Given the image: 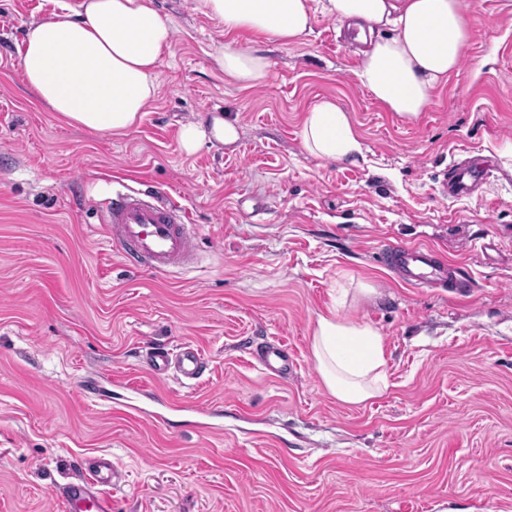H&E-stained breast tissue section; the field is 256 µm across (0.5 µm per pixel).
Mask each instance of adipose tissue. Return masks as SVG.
<instances>
[{"instance_id":"ef3b65f1","label":"adipose tissue","mask_w":512,"mask_h":512,"mask_svg":"<svg viewBox=\"0 0 512 512\" xmlns=\"http://www.w3.org/2000/svg\"><path fill=\"white\" fill-rule=\"evenodd\" d=\"M224 27L212 57L226 81L266 85L270 62L248 33L289 44L311 31L315 12L336 19L368 49L355 75L387 111L416 119L435 89L458 69L469 41L467 0H195ZM59 11L32 23L19 49L25 85L59 119L109 135L137 127L155 100L170 23L153 0H60ZM235 120L185 125L182 148L197 152L215 139L234 144ZM305 150L332 161H357L364 151L354 125L333 99L316 102L301 129ZM310 350L321 380L337 400L357 405L390 388L380 333L329 312L319 316Z\"/></svg>"}]
</instances>
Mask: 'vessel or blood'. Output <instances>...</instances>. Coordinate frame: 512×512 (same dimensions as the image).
<instances>
[{
  "instance_id": "b4317fda",
  "label": "vessel or blood",
  "mask_w": 512,
  "mask_h": 512,
  "mask_svg": "<svg viewBox=\"0 0 512 512\" xmlns=\"http://www.w3.org/2000/svg\"><path fill=\"white\" fill-rule=\"evenodd\" d=\"M476 168L463 165L451 168L444 177L443 188L451 197L462 198L470 193ZM107 239L114 252L126 262L156 273L185 268L196 251L195 233L190 228L183 207L156 194L129 189L118 191L105 205ZM380 258L391 272L414 288H464L470 283L457 268H450L429 248L386 243ZM255 361L266 374L287 376L296 370L295 360L287 350L266 344L257 347ZM150 373L156 377L176 376L189 383L199 382L207 370L200 349L185 343L178 351L157 346L147 353ZM117 478L112 462L97 459L87 478L69 481L57 496L66 512H112V501L102 487Z\"/></svg>"
}]
</instances>
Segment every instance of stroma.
Instances as JSON below:
<instances>
[{
	"label": "stroma",
	"mask_w": 512,
	"mask_h": 512,
	"mask_svg": "<svg viewBox=\"0 0 512 512\" xmlns=\"http://www.w3.org/2000/svg\"><path fill=\"white\" fill-rule=\"evenodd\" d=\"M172 27L157 96L123 137L61 122L17 51L56 0H0V512H61L55 491L99 457L112 512H512V0H472L459 68L412 121L357 81V43L315 13L261 43L270 82L242 89L210 56L223 34L194 0H156ZM329 97L366 155H309L306 112ZM237 119L236 143L180 145L189 122ZM490 175L469 197L442 174ZM170 194L200 263L158 275L113 252L97 203ZM435 248L474 288H409L376 258ZM375 295L358 294L359 284ZM383 338L391 387L360 405L325 388L310 352L332 310ZM192 342L198 385L152 376L146 346ZM297 360L285 378L250 352ZM477 168L472 166H453L444 177V193L454 198H462L470 193L471 182L477 173Z\"/></svg>",
	"instance_id": "1"
}]
</instances>
